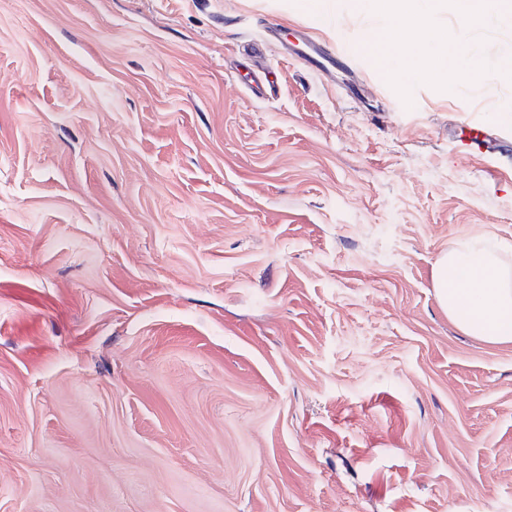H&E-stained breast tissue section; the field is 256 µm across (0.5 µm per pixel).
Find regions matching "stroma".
<instances>
[{
	"instance_id": "obj_1",
	"label": "stroma",
	"mask_w": 512,
	"mask_h": 512,
	"mask_svg": "<svg viewBox=\"0 0 512 512\" xmlns=\"http://www.w3.org/2000/svg\"><path fill=\"white\" fill-rule=\"evenodd\" d=\"M304 4L0 0V512H512V344L433 287L512 261L459 146L512 82L404 105L386 19ZM433 281L439 304L460 330L486 344H512V264L490 242L474 239L449 248Z\"/></svg>"
}]
</instances>
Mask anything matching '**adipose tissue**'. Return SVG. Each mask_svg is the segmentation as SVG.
Instances as JSON below:
<instances>
[{
	"instance_id": "ef3b65f1",
	"label": "adipose tissue",
	"mask_w": 512,
	"mask_h": 512,
	"mask_svg": "<svg viewBox=\"0 0 512 512\" xmlns=\"http://www.w3.org/2000/svg\"><path fill=\"white\" fill-rule=\"evenodd\" d=\"M433 281L439 304L460 330L490 345L512 344V263L490 242L449 248Z\"/></svg>"
}]
</instances>
